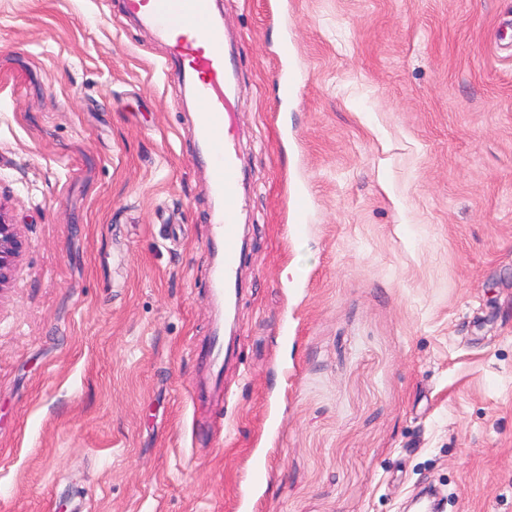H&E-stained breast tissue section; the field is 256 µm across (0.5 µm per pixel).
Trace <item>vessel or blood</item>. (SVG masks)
<instances>
[{
    "label": "vessel or blood",
    "instance_id": "b4317fda",
    "mask_svg": "<svg viewBox=\"0 0 512 512\" xmlns=\"http://www.w3.org/2000/svg\"><path fill=\"white\" fill-rule=\"evenodd\" d=\"M129 12L150 26L169 50L167 71L188 86L199 112L196 139L208 164V187L218 207L212 217L223 259L212 272V291L223 297L235 284L240 248L241 168L224 83V28L212 0H126Z\"/></svg>",
    "mask_w": 512,
    "mask_h": 512
}]
</instances>
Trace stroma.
Here are the masks:
<instances>
[{
	"instance_id": "stroma-1",
	"label": "stroma",
	"mask_w": 512,
	"mask_h": 512,
	"mask_svg": "<svg viewBox=\"0 0 512 512\" xmlns=\"http://www.w3.org/2000/svg\"><path fill=\"white\" fill-rule=\"evenodd\" d=\"M216 6L247 242L220 398L167 46L125 0H0V204L28 241L0 512H413L428 485L512 512V0Z\"/></svg>"
}]
</instances>
